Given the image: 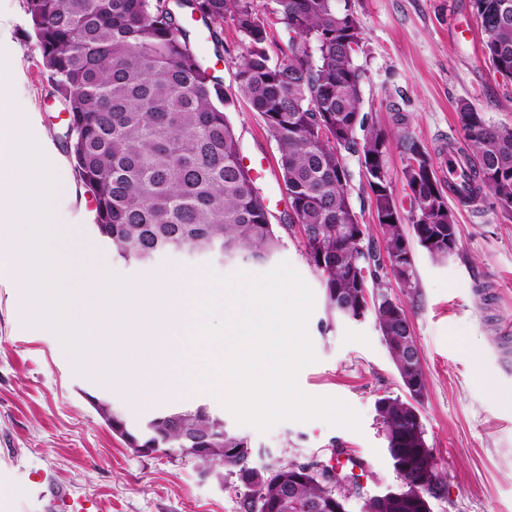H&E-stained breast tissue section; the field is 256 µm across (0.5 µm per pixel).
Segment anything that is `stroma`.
<instances>
[{
    "mask_svg": "<svg viewBox=\"0 0 512 512\" xmlns=\"http://www.w3.org/2000/svg\"><path fill=\"white\" fill-rule=\"evenodd\" d=\"M350 3L363 37L356 62L365 72L364 112L388 132L408 130L427 148L436 172L447 163L443 145L463 137L459 103L512 127V81L493 73L472 0ZM241 39L233 21L225 20L222 48L204 42L199 57L223 82L240 157L255 173L282 240L274 261H289L315 294L308 332L318 360L301 370L299 386L346 401L361 416L360 431L314 419L284 421L263 434L237 425L207 393L125 399L75 374L54 333L24 325L19 284L0 268V512H62L68 496L93 500L97 512H240L235 475L224 470L201 477L196 462L176 452L133 453L100 416L91 402L95 396L134 425L167 410L205 407L248 439L258 467L327 460L333 449H345L365 464L362 494L351 499L350 512H361L363 498L398 485L376 404L404 396V386L374 312L356 321L327 315L323 280L305 255L298 228L287 224L276 142L260 114L237 94ZM0 51L14 65L12 95L34 138L44 153L57 157L56 211L61 227L71 232L65 244L74 254L99 251L105 265L124 276L188 275L198 267L220 275L238 271V264L181 252L159 254L147 264L117 260L93 228L90 197L63 146L68 116L43 76L25 0H0ZM448 205L457 218L454 254L438 262L415 244L412 287H399L386 263L374 279L402 301L421 353V421L447 473L431 512H512V211L491 196L477 208L453 197Z\"/></svg>",
    "mask_w": 512,
    "mask_h": 512,
    "instance_id": "obj_1",
    "label": "stroma"
}]
</instances>
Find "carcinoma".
Wrapping results in <instances>:
<instances>
[{
  "instance_id": "cac0c4a2",
  "label": "carcinoma",
  "mask_w": 512,
  "mask_h": 512,
  "mask_svg": "<svg viewBox=\"0 0 512 512\" xmlns=\"http://www.w3.org/2000/svg\"><path fill=\"white\" fill-rule=\"evenodd\" d=\"M51 88L69 115L65 143L94 204V227L115 257L145 263L170 250L207 253L218 247L244 263L266 262L280 248L263 197L240 159L227 121L222 81L204 68L190 20L202 22L214 47L231 19L244 42L237 89L259 113L277 143L290 212L310 263L320 273L327 307L358 317L368 308L367 273L379 252L349 196V156H358L371 192L383 249L404 255L392 269L401 287L415 278L409 238L436 259L457 245L448 195L474 203L490 194L512 209V128L492 122L468 102L458 107L465 168L459 182L415 186L405 163L414 218L403 216L393 194L386 156L391 137L411 158H432L408 134L392 135L363 112L362 42L349 0H272L287 37L271 58L272 26L256 0H25ZM486 33L484 53L494 73L512 81V0H472ZM385 345L406 397L383 398L377 417L400 480L397 497L369 512H431L444 490L428 448L419 400L425 382L410 319L399 299L379 294L373 304ZM97 406L112 433L131 448H173L186 457L209 448L207 467L223 466L245 488L244 512H349L360 493L363 467L349 456L345 494L334 491L315 460L263 468L249 465L251 447L205 409L168 412L142 428L104 400Z\"/></svg>"
}]
</instances>
